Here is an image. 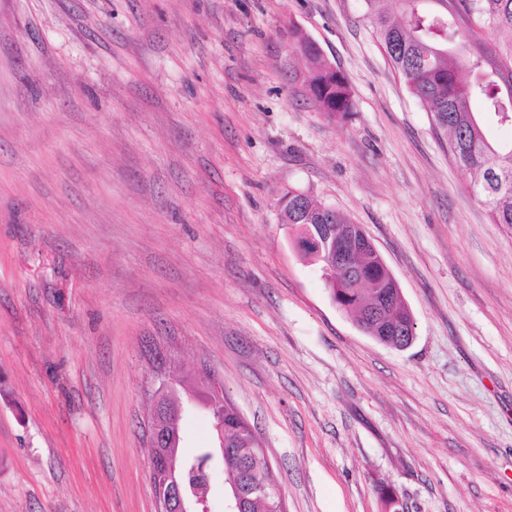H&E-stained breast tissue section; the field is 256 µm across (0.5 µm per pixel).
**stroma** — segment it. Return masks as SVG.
Here are the masks:
<instances>
[{
  "label": "stroma",
  "instance_id": "obj_1",
  "mask_svg": "<svg viewBox=\"0 0 512 512\" xmlns=\"http://www.w3.org/2000/svg\"><path fill=\"white\" fill-rule=\"evenodd\" d=\"M365 11L0 0V512H155L152 343L223 380L286 512H512V231ZM291 188L366 230L410 347L333 303L279 220ZM308 88L324 112H342L344 116L353 110L352 92L346 78L325 65L315 66L308 76Z\"/></svg>",
  "mask_w": 512,
  "mask_h": 512
}]
</instances>
